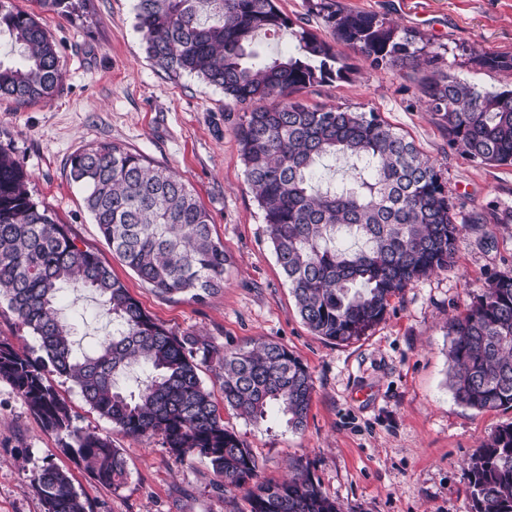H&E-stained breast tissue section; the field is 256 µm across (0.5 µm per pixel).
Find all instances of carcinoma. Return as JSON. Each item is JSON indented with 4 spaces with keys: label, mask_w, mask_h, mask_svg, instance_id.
<instances>
[{
    "label": "carcinoma",
    "mask_w": 512,
    "mask_h": 512,
    "mask_svg": "<svg viewBox=\"0 0 512 512\" xmlns=\"http://www.w3.org/2000/svg\"><path fill=\"white\" fill-rule=\"evenodd\" d=\"M67 16L72 0H38ZM336 43L376 70H425L421 101L448 143L485 165L512 164V88L484 91L439 67L419 31L373 13L315 4ZM137 28L149 58L168 75L190 73L246 107L236 130L246 181L263 213L276 261L302 321L317 336L346 342L384 319L391 298L447 269L461 229L440 171L414 140L373 111L310 107L294 95L351 70L331 42L302 30L288 54L256 48L261 34L292 28L275 0H138ZM19 61L0 63V98L18 105L52 99L63 66L35 15L0 0V37ZM481 68L512 75V54L474 49ZM344 161L341 184L322 178ZM70 180L108 247L164 296L195 302L224 287V244L185 181L143 155L100 142L74 152ZM29 174L0 146V300L38 347L0 338V381L8 383L64 447H76L100 484L120 485L125 461L109 436L74 425L52 377L64 376L112 427L158 437L178 460L208 458L224 486L245 491L249 512H343L296 467L281 482L259 479L249 448L224 426L200 362L217 360L224 403L250 420L272 408L300 430L314 391L306 364L283 345L219 351L202 336H178L149 315L97 252L28 190ZM98 296L112 334L77 353L74 324L60 315L62 286ZM448 386L457 402L484 412L512 408V276L488 278L482 294L448 320ZM471 512H512V424L498 428L466 468ZM46 512H88L69 473L49 463L32 479Z\"/></svg>",
    "instance_id": "1"
}]
</instances>
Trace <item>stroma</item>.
<instances>
[{
    "label": "stroma",
    "instance_id": "35a3bbf8",
    "mask_svg": "<svg viewBox=\"0 0 512 512\" xmlns=\"http://www.w3.org/2000/svg\"><path fill=\"white\" fill-rule=\"evenodd\" d=\"M35 13L56 42L65 76L57 96L20 106L0 99V144L11 146L30 176L35 202L68 225L80 246L97 252L143 308L177 334L204 336L220 348L275 342L293 351L314 378L307 424L288 428L277 414L254 422L229 407L220 415L255 456L266 480L309 465L344 512H470L465 465L481 443L512 423V409L476 412L448 387V319L466 311L491 275L512 276V222L467 223L475 210H512V165L470 160L448 143L435 113L419 100L420 74L374 70L349 55L346 80L299 92L310 105L374 111L413 139L446 182L462 222L451 267L392 298L385 318L338 343L315 335L298 315L276 262L263 214L246 181L236 128L242 108L198 77L170 76L149 58L137 28V0H79L70 16L11 0ZM431 37L444 70L496 91L512 76L472 63L471 47L512 52V0H335ZM109 142L169 168L194 190L213 220L229 263L224 286L197 303L157 294L105 245L69 178V158ZM65 316L77 318L82 344L112 326L86 291L71 288ZM53 383L75 424L109 435L126 460L119 487L98 484L76 452L63 451L10 386L0 382V512H45L32 478L52 462L69 470L89 512H249L244 491L225 488L209 460L177 461L157 438L114 429L65 377Z\"/></svg>",
    "mask_w": 512,
    "mask_h": 512
}]
</instances>
